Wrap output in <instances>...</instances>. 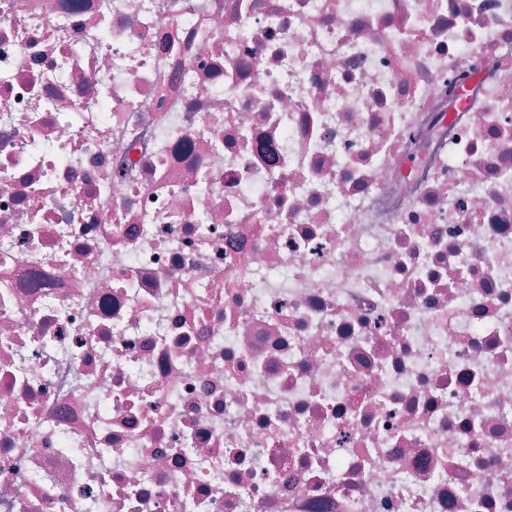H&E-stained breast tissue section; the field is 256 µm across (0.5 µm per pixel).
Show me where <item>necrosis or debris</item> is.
<instances>
[{
    "label": "necrosis or debris",
    "mask_w": 512,
    "mask_h": 512,
    "mask_svg": "<svg viewBox=\"0 0 512 512\" xmlns=\"http://www.w3.org/2000/svg\"><path fill=\"white\" fill-rule=\"evenodd\" d=\"M0 512H512V0H0Z\"/></svg>",
    "instance_id": "4bbe7bcc"
}]
</instances>
